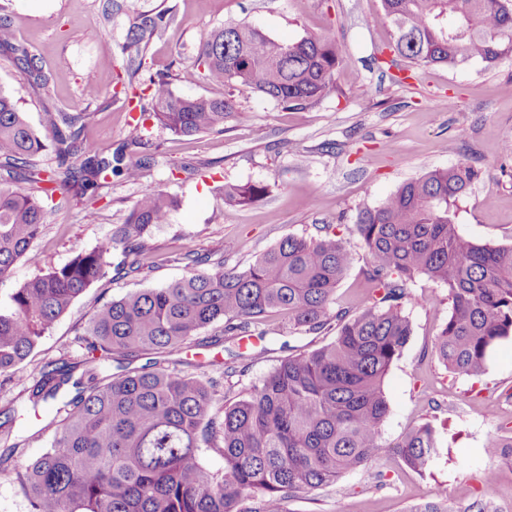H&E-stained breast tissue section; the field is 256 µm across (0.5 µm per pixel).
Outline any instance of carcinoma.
<instances>
[{
  "mask_svg": "<svg viewBox=\"0 0 512 512\" xmlns=\"http://www.w3.org/2000/svg\"><path fill=\"white\" fill-rule=\"evenodd\" d=\"M10 0L0 3V46L13 41ZM393 28L391 51L418 65L485 66L512 59V8L508 0H382ZM167 8L135 11L121 53L129 78L141 69L149 46L175 22ZM344 63L336 39L307 34L282 42L246 24L215 29L193 66L177 77L245 86L284 110L312 107L336 90ZM16 66L33 85L48 90L51 76L27 51ZM151 104L142 113L175 135L195 136L246 118L230 95L179 96L166 76L149 80ZM94 113L58 112L48 123L57 144L56 167L44 172L36 157L40 135L11 93L0 86V279L28 255L47 223L42 183L90 205L108 178H141L146 162L129 161L144 135L102 151L85 136ZM479 172L466 162L436 168L397 188L383 203L359 211L355 232L371 256L365 271L367 304L332 310L336 288L353 263L334 235H289L248 269L224 268L195 256L180 280L144 288L96 308L81 338L117 372L73 383L72 397L58 401L69 371L42 372L31 390V410L60 402L51 424L54 446L13 469L32 512H288V503L345 474L369 465L386 447L388 403L383 380L412 336L404 306L415 299L408 283L425 277L448 288L451 312L435 352L446 369L478 377L489 352L512 337V246L465 239L452 206ZM267 193L262 184L226 185L224 197L249 204ZM176 200L148 189L126 222L105 244L79 251L65 265L25 281L0 306V377L22 363L72 303L107 274L120 249L126 275L143 270L145 236L168 222ZM275 312L288 316L289 332L336 329L333 341L314 349L282 344L288 355L246 393L211 414L222 393L219 379L203 371L184 374L148 361L129 368L140 353L169 354L190 343L212 347L240 340ZM212 329L211 336L198 339ZM224 458L212 471L199 460L201 444ZM409 470L423 475L443 450L441 432L430 423L393 445ZM460 512H500L490 499L461 493ZM409 512H448L442 494Z\"/></svg>",
  "mask_w": 512,
  "mask_h": 512,
  "instance_id": "obj_1",
  "label": "carcinoma"
}]
</instances>
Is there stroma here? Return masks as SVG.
<instances>
[{
    "label": "stroma",
    "instance_id": "35a3bbf8",
    "mask_svg": "<svg viewBox=\"0 0 512 512\" xmlns=\"http://www.w3.org/2000/svg\"><path fill=\"white\" fill-rule=\"evenodd\" d=\"M104 3L11 0L15 45L35 55L52 81L48 92L33 89L8 61L7 49L0 48V84L12 90L38 132L47 133L48 113L87 109L95 117L86 135L98 147H116L132 135L139 111L114 96L113 74L101 65L106 58L121 60L132 10L171 7L178 16L148 49L133 80L139 90L151 77L165 74L172 76L177 94L223 97L229 91L224 86L186 84L176 74L194 62L203 39L228 23L255 26L281 41L308 32L332 36L345 62L336 72L335 92L313 107L285 111L237 86L229 92L248 120H231L223 130L194 137L152 128L148 146L138 153L147 162L143 177L110 178L94 211H86L72 196L54 194L47 204L48 222L31 246L34 261H19L12 275L0 280L1 304L23 281L109 237L145 190H163L178 205L168 223L155 225L148 234L144 273H117L123 255L113 251L106 277L73 303L9 380L0 382V411L22 413L13 428L17 447L12 463L35 459L54 437L48 415L26 409L29 391L46 364L62 359L76 372L90 369L91 355L79 336L95 307L181 278L187 273L186 254L220 258L225 268L242 271L284 237H317L329 225L353 255L336 290V304L363 306L371 257L354 231L358 212L380 205L399 185L425 171L461 161L480 173L454 206L461 233L481 244L512 245V156L500 152L502 144L512 142V61L453 68L393 59L392 26L381 0H126V13L108 24ZM89 85L100 89L99 98L85 96ZM247 183L267 185V195L249 205L225 201L224 185ZM409 288L419 301L404 308L412 336L384 383L389 405L385 449L368 467L292 500L290 512H407L436 490L447 491L448 507L455 512L463 486L494 500L501 512H512V459L492 456L485 448L498 427L512 429V338L494 348L481 377L453 375L434 350L450 311L447 288L424 277ZM267 329V353L246 365L243 378H229L233 392L259 382L282 358L287 319L273 315ZM426 422L440 429L444 452L419 475L402 465L391 445ZM490 469L498 480L487 488L481 480Z\"/></svg>",
    "mask_w": 512,
    "mask_h": 512
}]
</instances>
